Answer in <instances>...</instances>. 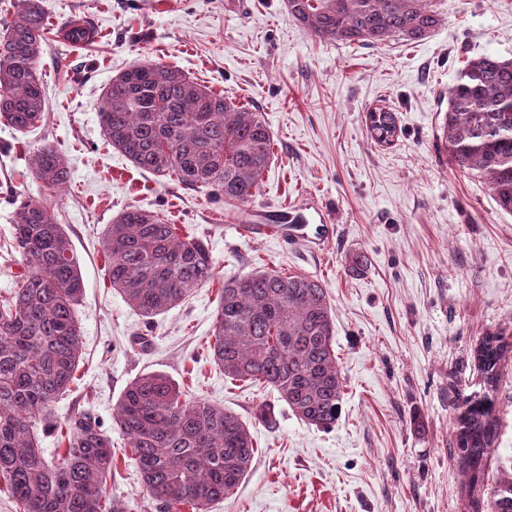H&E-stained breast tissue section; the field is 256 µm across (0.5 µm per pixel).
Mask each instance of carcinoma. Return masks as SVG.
<instances>
[{"instance_id":"obj_1","label":"carcinoma","mask_w":512,"mask_h":512,"mask_svg":"<svg viewBox=\"0 0 512 512\" xmlns=\"http://www.w3.org/2000/svg\"><path fill=\"white\" fill-rule=\"evenodd\" d=\"M288 17L330 43L378 47L395 38L418 42L442 23L430 0H285ZM0 37V122L24 132L43 121L39 63L45 41L41 0H20ZM99 121L109 144L137 168L205 188L245 207L259 194L272 158V132L259 112L162 64L135 65L103 92ZM371 139L388 144L395 113L367 116ZM440 141L448 164L482 181L497 209L512 214V59L484 54L467 62L448 90ZM36 178L56 192L70 178L51 145L32 159ZM13 248L24 273L0 300V479L23 512H126L103 487L114 469L112 438L82 411L68 423L65 451L48 462L38 426L72 383L81 359L76 307L83 296L79 261L63 225L44 203L20 195ZM108 277L128 305L151 319L212 283L216 264L204 241L177 233L158 213L129 207L106 225ZM331 305L324 285L305 274L258 271L224 281L208 348L232 381L263 383L291 412L317 428L336 424L343 377L333 348ZM512 342L479 339L474 359L483 398L460 403L456 445L469 476L473 512L484 460L494 446L491 394ZM142 483L164 509L193 512L230 498L255 454L247 424L233 411L192 398L168 376L146 373L124 388L112 409ZM489 512H512V473L490 492Z\"/></svg>"}]
</instances>
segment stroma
<instances>
[{
    "label": "stroma",
    "mask_w": 512,
    "mask_h": 512,
    "mask_svg": "<svg viewBox=\"0 0 512 512\" xmlns=\"http://www.w3.org/2000/svg\"><path fill=\"white\" fill-rule=\"evenodd\" d=\"M40 63L48 106L28 134L0 123V297L21 271L12 247V193L54 209L79 258L82 358L41 431L47 459L64 450L59 428L93 412L112 438L115 471L104 491L127 512H161L144 490L112 407L147 372L190 396L239 414L256 454L234 496L212 512H469L468 478L455 443L458 404L484 387L477 339L512 334V215L486 186L451 168L439 140L448 89L472 58H512V0H433L444 23L427 39L380 47L322 42L289 19L283 0H43ZM99 37L71 47L56 37L71 13ZM160 63L261 112L273 159L254 207L315 201L335 235L324 248L252 238L215 214L223 201L135 167L99 122L112 77ZM397 117L398 134L374 142L368 112ZM55 145L70 180L44 195L29 158ZM158 212L202 238L217 264L213 284L146 323L113 290L101 250L106 224L127 206ZM368 259L350 271L353 256ZM258 270L302 273L325 286L344 378L328 430L300 421L276 391L225 377L207 345L230 277ZM272 406L273 423L255 420ZM497 436L485 468L493 486L512 473V353L493 396Z\"/></svg>",
    "instance_id": "1"
}]
</instances>
